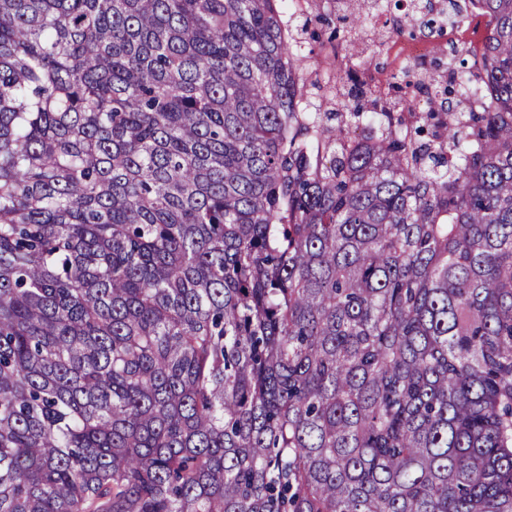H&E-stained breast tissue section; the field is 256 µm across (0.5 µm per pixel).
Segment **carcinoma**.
Segmentation results:
<instances>
[{
	"mask_svg": "<svg viewBox=\"0 0 512 512\" xmlns=\"http://www.w3.org/2000/svg\"><path fill=\"white\" fill-rule=\"evenodd\" d=\"M277 2L0 0V512H512V0L388 97ZM363 45L359 40L354 42L344 39L329 38V31L322 32L320 39L305 46L308 55L307 69L316 70L323 77L336 73V66L358 64L366 54H362ZM311 53L309 54V51Z\"/></svg>",
	"mask_w": 512,
	"mask_h": 512,
	"instance_id": "obj_1",
	"label": "carcinoma"
}]
</instances>
